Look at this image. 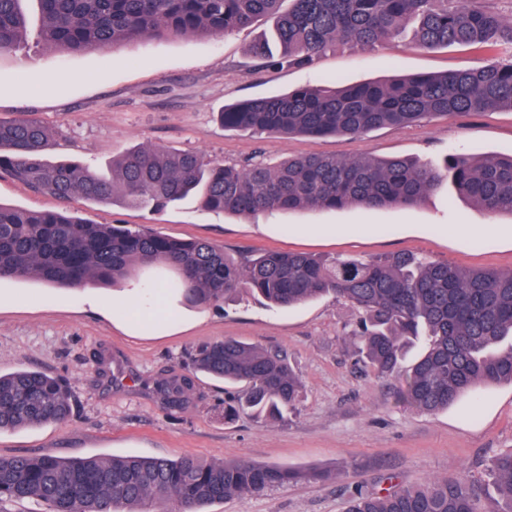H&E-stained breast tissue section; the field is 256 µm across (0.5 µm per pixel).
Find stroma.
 Wrapping results in <instances>:
<instances>
[{
  "label": "stroma",
  "mask_w": 512,
  "mask_h": 512,
  "mask_svg": "<svg viewBox=\"0 0 512 512\" xmlns=\"http://www.w3.org/2000/svg\"><path fill=\"white\" fill-rule=\"evenodd\" d=\"M271 21L218 35H177L110 49L61 55L29 40L0 54V119L35 114L51 132L48 160L109 167L134 147L194 152L236 166L319 153L339 159L371 156L438 161L449 153L512 155V111L432 116L361 137L276 136L224 128V107L302 86H343L484 64L486 51L421 49L409 35L371 49L339 43L306 69L253 60L250 44ZM0 203L29 210L66 208L94 224L144 225L176 239L222 246L237 262L258 250L363 259L423 252L462 269L512 271V216H489L455 191L430 193L413 208L217 214L189 197L147 212L61 201L0 174ZM493 224L471 234L472 224ZM309 224L316 232L284 234ZM338 234H328V227ZM109 289L51 288L37 281H0V371H43L65 379L74 412L64 425L0 431V456L59 458L140 456L206 463L245 460L308 468L326 481L290 483L208 506L207 512H343L347 495L383 479L420 483L469 472L482 493L495 487L492 460L512 449V384L483 387L447 409L426 413L399 397V382L357 365L353 311L319 299L277 309L248 296L186 305L172 290H155L151 326L133 321ZM237 339L283 350L302 392L279 421L224 417L233 393L223 381L194 377L187 402L173 407L158 383L183 373L199 345ZM108 372H101V364Z\"/></svg>",
  "instance_id": "35a3bbf8"
}]
</instances>
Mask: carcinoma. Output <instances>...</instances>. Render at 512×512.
<instances>
[{"mask_svg":"<svg viewBox=\"0 0 512 512\" xmlns=\"http://www.w3.org/2000/svg\"><path fill=\"white\" fill-rule=\"evenodd\" d=\"M25 0H0V53L33 35L69 55L170 35L223 34L274 19L272 40L251 54L264 64L310 68L333 45L372 47L404 29L422 48H487L497 59L477 68L400 77L340 89L302 87L233 105L224 127L276 135H362L403 127L433 114L512 110V22L485 0H36L31 32ZM51 133L31 118L0 120V172L59 200L79 194L93 203L120 199L157 211L191 194L222 213L411 207L451 183L490 215L512 216V157L452 153L440 164L392 157L338 159L311 154L274 166L245 168L191 152L138 147L112 160L107 176L81 162L51 163ZM146 274L181 291L189 304L233 293L292 307L334 296L356 314L350 335L379 377H402L401 399L427 412L448 407L482 385L512 384V272L461 270L422 254L372 260L323 259L265 251L236 264L205 240H175L145 228L85 222L64 210L33 211L0 203V280H37L51 287L113 288ZM425 345L402 369L405 346ZM188 374L158 384L165 401L182 406L191 376L203 373L238 385L224 418L243 412L275 420L301 390L285 356L235 339L201 346ZM72 416L62 379L44 372L0 373V431ZM490 475L497 495L483 498L468 475L404 485L388 476L383 491L358 489L345 512H512V450L496 456ZM316 471L246 461L202 463L134 456L62 460L47 455L0 456V501L36 500L48 512H160L170 501L183 512L288 483L324 480Z\"/></svg>","mask_w":512,"mask_h":512,"instance_id":"obj_1","label":"carcinoma"}]
</instances>
